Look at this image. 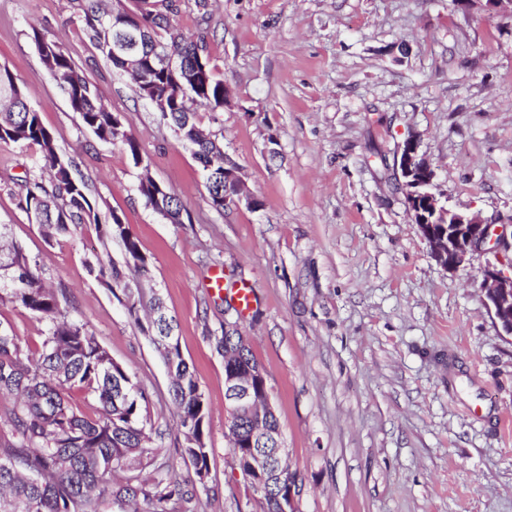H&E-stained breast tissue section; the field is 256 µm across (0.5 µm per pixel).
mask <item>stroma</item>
I'll list each match as a JSON object with an SVG mask.
<instances>
[{"mask_svg":"<svg viewBox=\"0 0 512 512\" xmlns=\"http://www.w3.org/2000/svg\"><path fill=\"white\" fill-rule=\"evenodd\" d=\"M187 33L228 92L199 112L257 200L214 211L204 173L154 107L91 45L74 0H0V66L15 75L101 215L117 212L178 321L179 345L211 414L210 475L198 483L158 353L89 265L121 261L94 225L48 238L17 206L35 146H0V224L36 260L70 319L145 390L155 463L191 484L193 512H264L228 446L224 354L237 324L265 371L296 474L298 512H512V338L480 291L487 256L444 270L395 188L407 138L447 206L512 218V6L483 0H209ZM41 33L70 55L136 138L150 175L179 198L170 223L138 192L121 143L99 140L47 74ZM224 291L209 289L214 270ZM252 289L249 313L236 288ZM0 323L39 349L47 323L0 303Z\"/></svg>","mask_w":512,"mask_h":512,"instance_id":"stroma-1","label":"stroma"}]
</instances>
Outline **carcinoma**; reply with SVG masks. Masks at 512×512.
I'll return each mask as SVG.
<instances>
[{
  "label": "carcinoma",
  "instance_id": "cac0c4a2",
  "mask_svg": "<svg viewBox=\"0 0 512 512\" xmlns=\"http://www.w3.org/2000/svg\"><path fill=\"white\" fill-rule=\"evenodd\" d=\"M179 5L167 0L162 7L151 3L130 17L125 4L103 7V0H78V21L99 54L131 78L139 96L162 107L160 120L176 132L180 143L193 150L205 172L210 206L224 211V196L213 188L215 173L224 169V147L206 134L196 121V109H224V81L202 55L201 41L184 35L176 20ZM37 46H45L44 68L64 92L71 109L84 127L104 142H121L133 162L142 160L131 133L112 122L97 89L78 71L71 58L53 41L33 32ZM129 41L132 58L112 54V43ZM178 60L168 71L159 64L158 51ZM36 145L40 170L49 173L50 184L33 177L17 194V205L47 236L66 234L72 224H92L102 243L122 245L123 266L99 265L100 274L121 288L120 302L142 334L155 346L171 379L177 410V430L182 451L193 464L198 481L209 474L207 427L209 403L182 357L179 343L166 338L176 329L168 321L159 295L145 297L143 288H123L125 270L144 271L147 258L140 252L129 227L115 214L101 217L92 204L85 181L76 177V165L60 152L53 136L41 124L15 75L0 66V145ZM138 191L155 212L174 224L182 223L183 207L175 193L159 190L151 177L139 181ZM8 227L0 224V270L20 278L19 286L0 281V302L22 307L47 321L41 348L24 350L11 326L0 324V400H7V423L12 440L0 441V512H169L173 500L189 503L191 490L168 481L154 467L157 448L153 425L141 413L145 392L132 382L123 367L95 340L86 327L70 320L47 288L35 261L13 243L3 249ZM223 349L241 350L240 369L262 370L251 347L243 345L238 331L224 332ZM85 390L97 403L88 414L76 406L68 391Z\"/></svg>",
  "mask_w": 512,
  "mask_h": 512
}]
</instances>
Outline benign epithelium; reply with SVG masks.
Listing matches in <instances>:
<instances>
[{
	"label": "benign epithelium",
	"instance_id": "1",
	"mask_svg": "<svg viewBox=\"0 0 512 512\" xmlns=\"http://www.w3.org/2000/svg\"><path fill=\"white\" fill-rule=\"evenodd\" d=\"M396 181L403 194L406 210L422 237L428 242L433 260L445 270L455 272L466 266L475 253L499 255L512 251V224H500L479 212H461L441 203L435 192L434 171L429 162L418 155L417 143L406 140L396 161ZM251 206L254 197L233 168L224 169V205ZM485 306L494 314L501 331L512 337V274L487 262L480 284ZM224 398L232 417H243L250 424V440H275L276 451L284 447L282 437L270 429L275 410L267 384L249 370H234L224 375ZM271 461L261 454L249 460V472L260 479Z\"/></svg>",
	"mask_w": 512,
	"mask_h": 512
}]
</instances>
